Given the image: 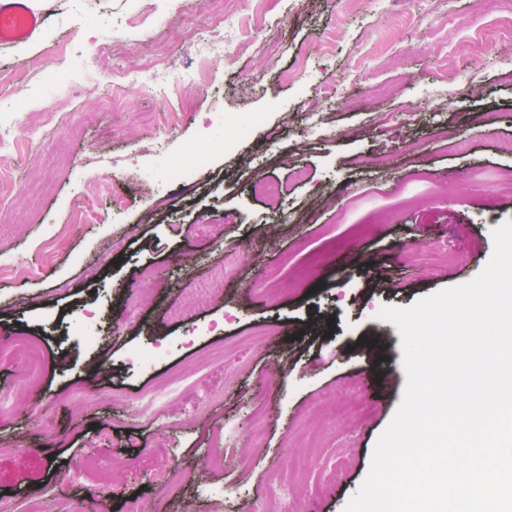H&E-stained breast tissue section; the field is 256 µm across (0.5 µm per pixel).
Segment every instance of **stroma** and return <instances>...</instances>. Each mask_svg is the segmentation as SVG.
Instances as JSON below:
<instances>
[{
	"mask_svg": "<svg viewBox=\"0 0 512 512\" xmlns=\"http://www.w3.org/2000/svg\"><path fill=\"white\" fill-rule=\"evenodd\" d=\"M36 5L44 25L0 42V76L23 89L0 101V264L35 270L0 278V331L37 343L47 366L30 380L20 352L0 357V497L42 494L55 512L76 499L84 512L132 499L146 512H253L287 473L294 512H345L406 382L401 337L377 310L473 279L512 221L499 0H424L411 20L382 0H266L262 51L229 64L196 56L215 16L182 0ZM107 22L115 70L160 72L179 90L127 84L106 108L91 61ZM216 112L235 150L161 177ZM258 177L287 193L256 195ZM437 246L451 260L432 272L421 257ZM228 250L234 275L202 296ZM159 340L154 369L127 365ZM216 358L211 390L163 393L171 372ZM154 392L161 420L136 419ZM158 437L168 460L149 453ZM222 439L227 465L209 469ZM91 456L127 466L78 476Z\"/></svg>",
	"mask_w": 512,
	"mask_h": 512,
	"instance_id": "stroma-1",
	"label": "stroma"
}]
</instances>
